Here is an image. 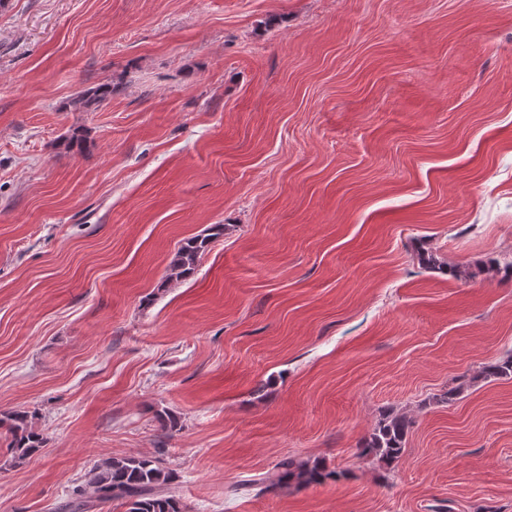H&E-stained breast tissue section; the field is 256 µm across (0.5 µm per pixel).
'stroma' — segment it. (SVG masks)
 Returning a JSON list of instances; mask_svg holds the SVG:
<instances>
[{
	"mask_svg": "<svg viewBox=\"0 0 512 512\" xmlns=\"http://www.w3.org/2000/svg\"><path fill=\"white\" fill-rule=\"evenodd\" d=\"M510 263L512 0H0V413L45 438L0 512L124 455L184 512H512ZM287 459L337 477L259 493ZM112 96V83H101L94 88H89L77 93L71 99V106L75 110H88L92 106L99 107ZM210 231H212L210 235L190 238L178 248L170 265V278L174 277L177 280L192 274L201 255L208 249L212 240L224 234V227L214 224ZM413 422L404 415L387 416L375 427L363 445V453H374L387 463L398 460L405 450Z\"/></svg>",
	"mask_w": 512,
	"mask_h": 512,
	"instance_id": "stroma-1",
	"label": "stroma"
}]
</instances>
